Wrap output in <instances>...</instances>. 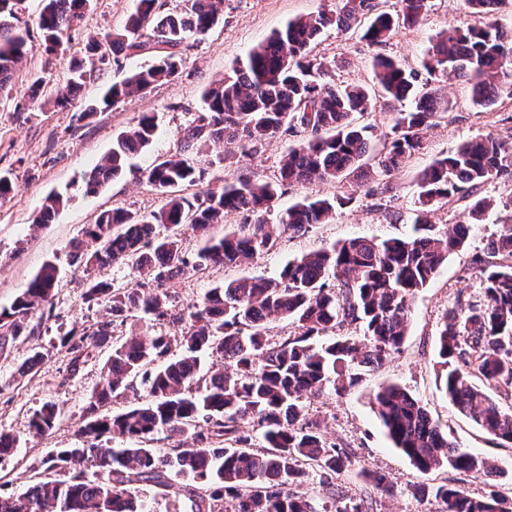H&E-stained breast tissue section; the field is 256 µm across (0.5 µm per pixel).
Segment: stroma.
Wrapping results in <instances>:
<instances>
[{"instance_id":"35a3bbf8","label":"stroma","mask_w":512,"mask_h":512,"mask_svg":"<svg viewBox=\"0 0 512 512\" xmlns=\"http://www.w3.org/2000/svg\"><path fill=\"white\" fill-rule=\"evenodd\" d=\"M136 5L137 0H93L80 27L70 34L67 55L50 59L34 28L41 0H26L23 18L32 26L28 60L10 95L0 97V171L11 173L15 182L12 198L0 205V308L10 306L44 263L55 262L62 274L50 304L32 313L33 322L40 325V335L0 340V432L13 434L20 441L13 456L0 460V496L23 492L32 476L44 471L46 460L56 449L84 443L79 429L90 397L102 380L109 350L93 349L88 361L72 372L67 353L56 346L55 340L72 326L104 319L105 305H92L83 299L86 280L98 275L128 289L139 288L142 283L138 273L123 265L98 274L69 266L70 241L82 238L100 210L123 208L143 214L158 209L162 198L142 182L141 172L157 157L180 152L184 130L201 109L203 91L243 61L249 50L274 30L295 17L335 9L336 0H224L220 23L203 38L189 40L184 46V66L176 83L157 85L146 96L131 97L95 116L82 117L85 104L95 100L104 88L153 61L149 55L129 56L122 58L120 65L102 66L71 106L22 111V104L28 101L31 75L44 77L51 91L64 85L71 59L84 56L92 37L122 27ZM481 22V17L469 12L464 0H429L421 22L400 29L386 45L376 47L357 32L329 28L314 53L333 64L338 84L369 87L373 84L376 54L419 71L427 47L439 32ZM447 94L452 103L448 114L427 132L421 153L410 158L404 168L384 176L388 186L385 194L365 196L352 178L340 185L313 182L284 186L278 201L282 209L305 197L330 196L343 190L353 193L354 200L337 211L332 223L314 225L299 237L280 239L274 249L247 268L216 267L177 279L170 293L178 306L200 301L215 283L236 279L244 272L276 276L289 258L337 241L409 236L418 208L414 177L420 169L474 137L512 135V95L507 90H500L497 104L490 111L474 106L471 89L464 81L449 82ZM144 113L153 115L157 123L152 145L119 178L96 194H87L86 174L110 152L113 138L132 127ZM293 142V137L279 136L247 156L231 158L225 157L222 145L211 146L202 156L204 188H220L225 179L242 172L273 179L281 155ZM53 192L67 197L66 207L55 222L35 226L33 219L45 196ZM499 217V209L489 210L482 223L473 225L465 247L450 255L432 282L413 297L408 335L399 352L351 391L339 394L328 388L307 402L309 417L320 424L329 440L350 448L357 469L377 470L387 476L393 487L389 495L370 492L368 483L355 472L343 474L340 479L348 495L372 496L373 512H435V501L415 494V486L423 483L446 480L465 486L475 497L488 490L484 481L446 466L421 473L393 447L373 406L375 393L390 384L401 386L418 399L461 450L496 461L506 473L498 483L499 490L512 491V444L485 433L449 403L441 389L444 368L438 336L449 309L481 302V275L474 260L480 257L492 263L486 243L499 232ZM35 351L46 356L39 372L19 375L18 366ZM48 402L59 406V420L48 432L35 434L30 418Z\"/></svg>"}]
</instances>
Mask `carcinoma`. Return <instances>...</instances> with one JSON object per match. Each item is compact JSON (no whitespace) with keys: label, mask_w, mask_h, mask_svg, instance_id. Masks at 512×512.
I'll return each instance as SVG.
<instances>
[{"label":"carcinoma","mask_w":512,"mask_h":512,"mask_svg":"<svg viewBox=\"0 0 512 512\" xmlns=\"http://www.w3.org/2000/svg\"><path fill=\"white\" fill-rule=\"evenodd\" d=\"M19 0H0V96L9 93L27 55L29 26L21 25ZM93 0H43L38 16L45 53L65 51L64 37L77 29ZM473 12L493 17L505 0H466ZM222 0H180L159 11L157 0H138L122 28L96 38L86 52L97 61L75 59L70 77L54 103L66 107L94 77L96 64L110 54L153 53L147 68L130 72L107 88L85 112H104L128 97L144 96L157 84H173L183 63L181 47L199 39L221 20ZM428 0H399L389 12L381 0H340L336 10L297 17L250 50L245 61L205 89L203 106L184 130V148L158 158L142 179L162 198L161 206L138 214L104 210L85 230L95 248L69 244L71 262L104 270L131 267L152 282L136 291L105 280L88 282L84 299L106 303L111 319L94 328H72L59 337L70 354L69 368L109 343L114 327L130 313L141 312L165 328L144 338L130 334L112 344L106 377L94 390L81 433V448H60L49 458L44 477L31 481L20 496L0 497V512H140L136 497L151 483L166 493L198 501L197 512H221L224 500L234 512H369L372 496L347 497L338 476L352 469L346 448L328 441L318 423L307 419L304 401L326 386L342 394L399 351L408 333L412 297L425 288L447 261L463 248L472 225L483 221L494 200L476 197L489 181L512 183V144L491 135L462 142L417 173L419 203L414 235L382 241L356 237L302 254L276 277L245 275L219 282L204 298L182 310L159 288L187 273L242 265L269 252L279 238L303 235L315 224L329 222L353 201L349 194L305 197L275 211L285 182L341 183L350 176L365 185L397 170L423 148L426 132L451 107L444 87L419 82L418 73L392 58L378 55L374 77L382 96L398 108L391 132L381 147L353 115L372 108L370 92L360 85H338L333 68L312 55L323 30L347 31L362 26L371 45L386 44L401 28L419 23ZM423 67L428 75L461 79L472 88V102L485 107L496 101L502 86L512 87V29L494 23L450 27L433 39ZM280 133L296 138L282 155L274 179L257 181L239 174L217 190L183 194L181 188L204 180L200 149L221 142L229 156L248 144ZM156 134L154 118L144 114L116 135L112 150L86 178L90 193L119 177L131 157L148 149ZM470 200L466 219L442 231L430 220L433 208ZM54 193L36 218L49 224L63 207ZM509 218L488 243V253L502 261L483 270L484 302L453 309L439 332L440 356L447 371L442 389L453 407L490 435L512 443V408H503L483 385L512 388V195L504 202ZM242 211L253 223L239 224L215 236L211 228L224 214ZM276 213L275 223L267 216ZM191 225L199 244L185 245L181 227ZM59 270L47 262L10 307L0 311V334L15 339L35 334L32 312L49 302ZM286 319L294 334L268 338V324ZM359 325L363 336H328L346 325ZM178 349L175 354L172 349ZM227 362L206 369L201 354ZM139 382L146 393L137 406L115 415L101 413L112 399ZM374 409L394 447L422 472L442 465L493 484L505 472L495 461L460 450L441 431L426 408L405 389L390 385L374 395ZM60 416L54 403L35 410L30 428L52 429ZM267 446L252 448L254 430ZM178 438L164 452L153 446L157 436ZM125 442L113 448L102 438ZM308 464L320 473L332 506L293 491ZM372 487L385 494V476L361 470ZM415 494L431 497L437 512H512V497L492 491L472 496L448 482L423 485Z\"/></svg>","instance_id":"carcinoma-1"}]
</instances>
